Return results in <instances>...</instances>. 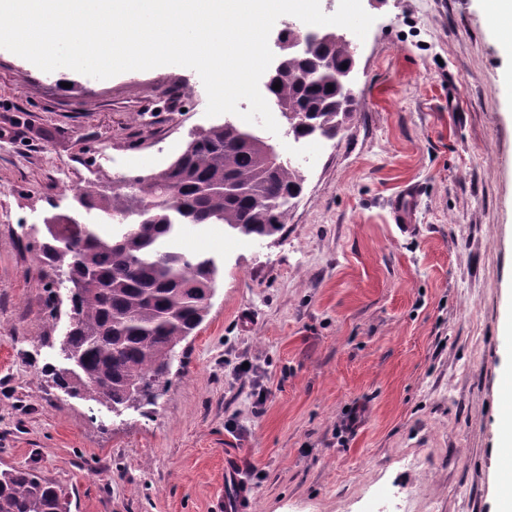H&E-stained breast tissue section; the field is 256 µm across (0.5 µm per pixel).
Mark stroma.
Returning a JSON list of instances; mask_svg holds the SVG:
<instances>
[{"mask_svg": "<svg viewBox=\"0 0 512 512\" xmlns=\"http://www.w3.org/2000/svg\"><path fill=\"white\" fill-rule=\"evenodd\" d=\"M353 39L356 110L318 148L283 229L174 240L219 268L154 404L112 408L68 368L67 283L39 265L72 189L167 167L206 114L193 69L98 80L0 48V470L70 512H214L236 460L249 512H497L512 412V56L493 0H384ZM391 490L381 503L378 488Z\"/></svg>", "mask_w": 512, "mask_h": 512, "instance_id": "35a3bbf8", "label": "stroma"}]
</instances>
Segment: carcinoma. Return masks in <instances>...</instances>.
Instances as JSON below:
<instances>
[{
  "label": "carcinoma",
  "instance_id": "obj_1",
  "mask_svg": "<svg viewBox=\"0 0 512 512\" xmlns=\"http://www.w3.org/2000/svg\"><path fill=\"white\" fill-rule=\"evenodd\" d=\"M350 49L318 44L306 56L288 57L272 72L271 102L304 116L288 124V137L336 136L354 111L340 86ZM280 84L276 90L273 85ZM262 134L229 122L193 138L166 168L105 189L90 182L75 190L85 210L105 222H125L116 233L65 214H51L40 263L63 272L76 321L66 351L75 370L54 374L74 394L116 409L147 400L162 383L177 346L202 324L218 267L207 254L166 248L183 228L223 224L249 237H270L286 224L288 206L304 182L291 164L267 165ZM68 494L33 469L0 471V512H69Z\"/></svg>",
  "mask_w": 512,
  "mask_h": 512
}]
</instances>
